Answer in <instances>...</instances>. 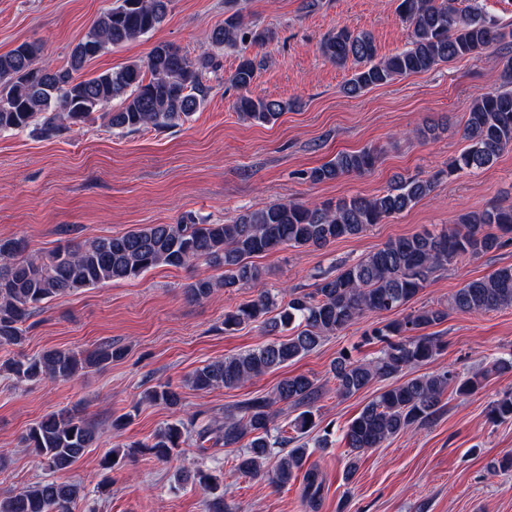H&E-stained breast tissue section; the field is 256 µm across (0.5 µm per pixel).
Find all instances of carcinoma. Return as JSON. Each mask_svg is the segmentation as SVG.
<instances>
[{
	"mask_svg": "<svg viewBox=\"0 0 512 512\" xmlns=\"http://www.w3.org/2000/svg\"><path fill=\"white\" fill-rule=\"evenodd\" d=\"M172 0H114L97 18L89 33L71 50L60 67L38 62L41 47L24 42L0 54V131L32 129L56 137L100 112L110 128L129 132L149 126L165 129L187 121L209 98L208 70L217 67L207 50L191 57L179 47L159 43L146 61L129 62L95 76L83 70L109 48L145 36L165 19ZM480 0H398L397 12L410 29L407 46L391 55H379L366 31L347 26L328 33L319 51L334 65L352 70L344 92L357 96L398 77L423 73L473 54L497 53L502 85L476 98L465 113L463 151L426 177H399L386 191L371 197L330 199L320 203L280 201L245 211L223 224H146L111 237H94L81 244L66 242L46 254L27 255L18 238H0V349L13 355L0 362V372L17 385L50 380H70L90 368H102L123 356V351L103 342L91 350L55 349L29 356L22 346L25 323L45 303L80 288L136 278L151 269L181 268L195 263L223 269L221 277L200 276L186 288L188 297L203 300L215 290L255 285L263 269L254 259L282 247L324 248L330 243L366 232L428 197L443 175L475 173L490 166L512 148V27L486 12ZM238 0H224V24L213 29L215 48L239 49L238 64L229 77L242 91L233 104L244 121L275 123L291 104L254 94L263 61L241 49L246 44L265 45L275 40L271 28L257 27L236 9ZM379 159L371 147L338 153L310 170L315 183L335 181L350 174L370 172ZM512 241V205L490 204L463 214L459 222L438 233L423 231L385 242L358 262L327 274L310 291L292 290L279 300L261 291L253 300L224 312V332L259 322L270 330L286 332L257 349L208 362L188 377L194 391L234 389L250 379L288 366L316 349L366 313L399 310L427 285L433 274L471 256L489 252ZM512 307V266L470 280L442 307L420 308L381 328L367 340L381 342L371 360H352L340 354L333 365L336 394L349 397L375 381L403 378L369 401L347 425L343 439L354 452L346 464L352 476L358 455L380 448L414 425L434 420L452 391L468 397L488 376L509 368L512 362L495 359L469 376L442 367L434 372L406 377V373L433 360L441 349L437 336L426 329L448 319V310L482 314ZM321 387L305 374L283 378L272 393L256 394L237 404L224 421L211 427L198 423L199 414L185 415L181 393L170 384H158L142 400L166 408L171 419L145 442L127 445L126 455L141 450L158 461L193 440L202 451L206 442L234 452L232 469L261 477L284 487L305 470L304 498L318 501L322 480L315 468L304 469L307 440L317 427L316 403ZM285 403L299 410L291 420L275 425L273 407ZM496 422L512 421V393L495 401L489 410ZM96 440L94 424L75 409L63 408L29 427L20 438L21 448L33 450L47 471L71 467ZM206 496V512H224V484L203 470L186 474ZM85 497L77 482L42 480L20 490L0 494V512H74Z\"/></svg>",
	"mask_w": 512,
	"mask_h": 512,
	"instance_id": "cac0c4a2",
	"label": "carcinoma"
}]
</instances>
